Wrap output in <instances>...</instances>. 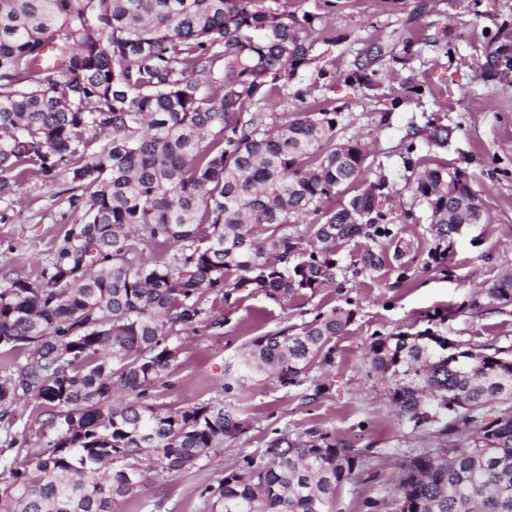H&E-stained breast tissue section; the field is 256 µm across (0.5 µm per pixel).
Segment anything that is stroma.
<instances>
[{
    "instance_id": "1",
    "label": "stroma",
    "mask_w": 512,
    "mask_h": 512,
    "mask_svg": "<svg viewBox=\"0 0 512 512\" xmlns=\"http://www.w3.org/2000/svg\"><path fill=\"white\" fill-rule=\"evenodd\" d=\"M335 2L337 41L311 34V62L298 79L311 86L312 102L336 111L338 138H358L367 146L372 174L386 177L394 209L410 211L404 240L421 251L428 247V214L414 201L408 181L413 172L439 163L465 173L490 221L457 238L447 264L414 265L406 283H397L399 270L392 266L348 277L345 292L327 288L307 301L278 304L250 295L221 334L187 340L182 367L173 386L159 392L160 401L188 405L213 398L225 360L253 337L307 321L309 312L340 305L345 295L356 303L354 321L336 339L334 362L323 370L332 384L328 394L314 401L305 387L252 379L241 393L250 430L185 473L164 479L147 474L139 492L119 502L120 512H139L144 502L157 499L174 512H205L202 490L217 484L243 455L264 447L275 429L299 433L316 427L356 448L384 452L383 475L394 481L395 449L422 447L434 427L416 429L395 416L388 381L369 374L366 365L374 337L424 330L430 316L451 310L455 316L444 326L449 336L471 346L512 345V315L473 317L461 310L475 291L512 273V66L502 61L512 57V0ZM362 62L374 74L369 88L316 79L317 70L341 74ZM442 125L450 130L447 147L429 149V133ZM9 214L10 222L0 224V275L36 274L67 226L81 219L66 194L35 175L17 192ZM44 418L36 403L18 408L0 422V449L21 461L40 454ZM21 436L27 446L10 447Z\"/></svg>"
}]
</instances>
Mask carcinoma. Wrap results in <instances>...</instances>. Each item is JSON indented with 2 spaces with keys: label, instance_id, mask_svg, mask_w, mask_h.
<instances>
[{
  "label": "carcinoma",
  "instance_id": "obj_1",
  "mask_svg": "<svg viewBox=\"0 0 512 512\" xmlns=\"http://www.w3.org/2000/svg\"><path fill=\"white\" fill-rule=\"evenodd\" d=\"M314 22L282 0H0V202L35 174L67 180L82 212L36 276L0 277V419L36 401L50 433L39 455L0 460V512H114L142 461L170 477L246 434L230 396L247 379L326 394L313 372L333 364L351 300L250 340L224 364L222 396L151 401L181 368V337L219 333L240 294L290 303L392 260L408 279L418 257L379 207L389 185L366 177L359 140L336 141V111L302 87L289 116L259 111L288 96ZM409 189L430 214L425 266L448 262L460 227L487 222L459 170L428 167ZM169 244L174 265L145 255ZM490 306L512 312V274L463 304ZM366 361L392 379L399 419L449 418L367 512H512V347L427 328L375 338ZM384 464L319 429L276 431L203 493L210 512H335L338 489Z\"/></svg>",
  "mask_w": 512,
  "mask_h": 512
}]
</instances>
